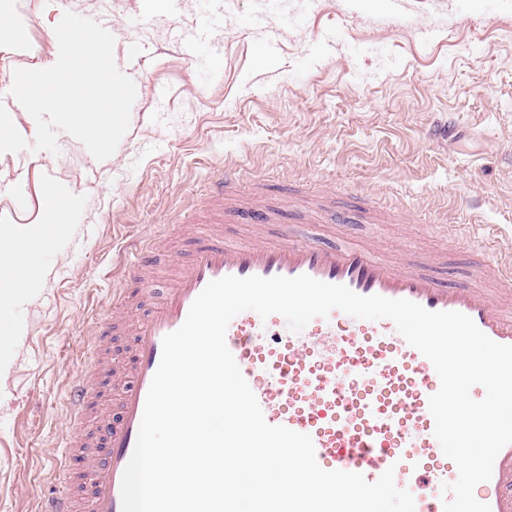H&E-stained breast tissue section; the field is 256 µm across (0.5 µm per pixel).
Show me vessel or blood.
<instances>
[{
  "instance_id": "b4317fda",
  "label": "vessel or blood",
  "mask_w": 512,
  "mask_h": 512,
  "mask_svg": "<svg viewBox=\"0 0 512 512\" xmlns=\"http://www.w3.org/2000/svg\"><path fill=\"white\" fill-rule=\"evenodd\" d=\"M258 188L233 167L212 176L204 202L194 205L206 227L189 239V254L174 257L153 239L137 242L135 290L118 284L99 325L87 340V370L71 380L68 410L93 432L66 444L53 493L37 512H122L121 482L135 445L146 396L162 355V339L177 330L205 286L228 275L296 277L341 284L355 293L407 299L430 311L471 317L493 341L512 345V263L473 258L460 282L436 276L438 261L400 250L393 255L332 241H302L290 227L271 244L264 233L280 210L255 200L248 212V242L228 239L240 214L244 186ZM167 270L169 284L153 273ZM126 337L125 356L112 360L114 337ZM226 344L257 397L265 420L310 435L327 470L376 481L393 469L398 488L411 492L415 512H444L443 485L458 477L434 436L429 398L440 387L432 363L407 344L388 319L368 321L335 310L300 333L276 331L252 311L229 324ZM107 371L119 387L117 412H98L93 372ZM491 512H512V444L497 455L490 480L475 489Z\"/></svg>"
}]
</instances>
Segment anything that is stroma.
<instances>
[{
  "instance_id": "35a3bbf8",
  "label": "stroma",
  "mask_w": 512,
  "mask_h": 512,
  "mask_svg": "<svg viewBox=\"0 0 512 512\" xmlns=\"http://www.w3.org/2000/svg\"><path fill=\"white\" fill-rule=\"evenodd\" d=\"M67 10L110 15L137 97L106 160L62 130L58 154L0 155V209L2 188L30 199L19 223L65 189L35 242L50 275L0 324V336L25 330L0 376V512H36L53 484L73 431L68 387L130 237L185 255L176 221L220 166L259 174L276 205L281 184L302 189L288 221L306 240L407 245L452 272L474 253L512 255V0H0L14 21L0 74L55 63ZM442 114L456 122L448 143L430 135Z\"/></svg>"
}]
</instances>
